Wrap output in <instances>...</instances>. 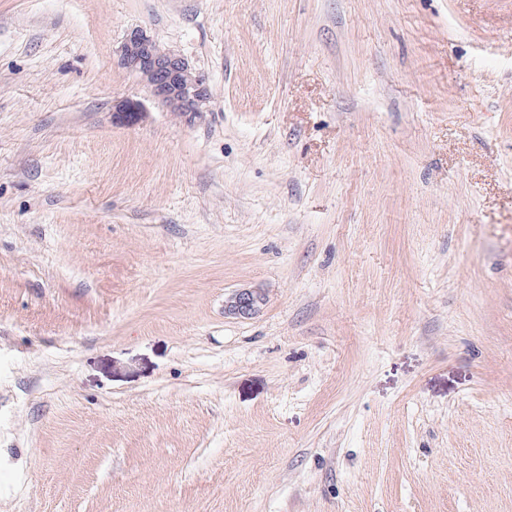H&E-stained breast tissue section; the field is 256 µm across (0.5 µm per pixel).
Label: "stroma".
I'll list each match as a JSON object with an SVG mask.
<instances>
[{
	"label": "stroma",
	"instance_id": "1",
	"mask_svg": "<svg viewBox=\"0 0 512 512\" xmlns=\"http://www.w3.org/2000/svg\"><path fill=\"white\" fill-rule=\"evenodd\" d=\"M0 512H512V0H0ZM118 57L121 66L135 73L163 106L178 112L186 123L204 117L210 101L204 79L187 60L163 51L146 31H130L118 50ZM165 65L168 73L160 79L159 69ZM263 302L264 297L260 292L243 289L229 299L226 309L230 314L246 317L258 311Z\"/></svg>",
	"mask_w": 512,
	"mask_h": 512
}]
</instances>
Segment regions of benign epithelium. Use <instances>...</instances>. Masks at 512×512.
Segmentation results:
<instances>
[{
	"label": "benign epithelium",
	"instance_id": "obj_1",
	"mask_svg": "<svg viewBox=\"0 0 512 512\" xmlns=\"http://www.w3.org/2000/svg\"><path fill=\"white\" fill-rule=\"evenodd\" d=\"M118 57L120 65L135 73L169 111L178 113L189 124L204 117L210 101L204 79L187 60L163 51L146 31H130L118 50ZM139 116L138 104L127 100L117 107L114 120L133 124ZM263 302L260 292L243 289L229 299L226 309L233 315L246 317L258 311Z\"/></svg>",
	"mask_w": 512,
	"mask_h": 512
}]
</instances>
